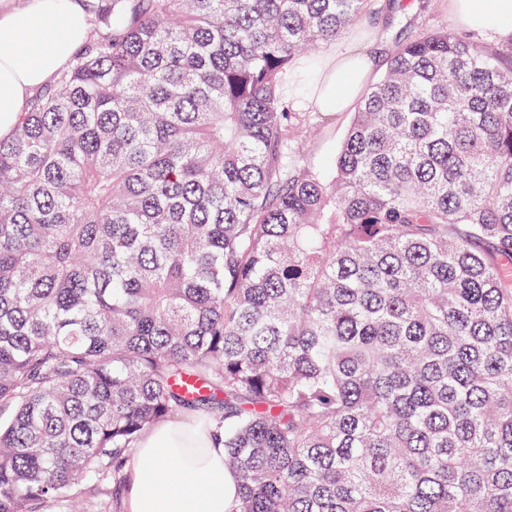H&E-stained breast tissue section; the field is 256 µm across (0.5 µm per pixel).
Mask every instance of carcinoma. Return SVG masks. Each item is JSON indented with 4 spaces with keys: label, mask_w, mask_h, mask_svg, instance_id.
<instances>
[{
    "label": "carcinoma",
    "mask_w": 512,
    "mask_h": 512,
    "mask_svg": "<svg viewBox=\"0 0 512 512\" xmlns=\"http://www.w3.org/2000/svg\"><path fill=\"white\" fill-rule=\"evenodd\" d=\"M380 12H94L0 139V512H102L187 415L233 512H512V48L396 42L327 176L294 91Z\"/></svg>",
    "instance_id": "1"
}]
</instances>
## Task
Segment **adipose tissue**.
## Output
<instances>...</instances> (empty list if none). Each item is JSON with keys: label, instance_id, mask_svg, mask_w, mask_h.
<instances>
[{"label": "adipose tissue", "instance_id": "ef3b65f1", "mask_svg": "<svg viewBox=\"0 0 512 512\" xmlns=\"http://www.w3.org/2000/svg\"><path fill=\"white\" fill-rule=\"evenodd\" d=\"M461 27L512 38V0H450ZM88 19L80 0H26L0 11V138L9 137L27 100L50 84L84 43ZM376 67L366 52L336 55L321 97L299 109L348 111ZM178 461L179 470L169 468ZM237 476L224 464V435L188 417L163 421L142 435L128 470V512H230Z\"/></svg>", "mask_w": 512, "mask_h": 512}]
</instances>
